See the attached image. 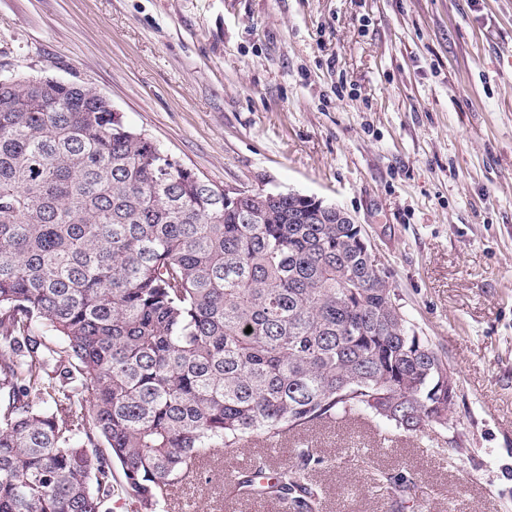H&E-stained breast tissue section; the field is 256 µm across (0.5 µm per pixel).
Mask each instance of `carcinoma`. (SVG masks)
I'll list each match as a JSON object with an SVG mask.
<instances>
[{
	"instance_id": "carcinoma-1",
	"label": "carcinoma",
	"mask_w": 512,
	"mask_h": 512,
	"mask_svg": "<svg viewBox=\"0 0 512 512\" xmlns=\"http://www.w3.org/2000/svg\"><path fill=\"white\" fill-rule=\"evenodd\" d=\"M251 332H246L247 328ZM0 512H142L217 452L448 420V362L347 224L224 193L76 82H0ZM311 448L243 496L319 512ZM116 481L112 498L105 505L106 512H141L135 498L122 489L123 474L119 467L114 468Z\"/></svg>"
}]
</instances>
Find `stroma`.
<instances>
[{
	"mask_svg": "<svg viewBox=\"0 0 512 512\" xmlns=\"http://www.w3.org/2000/svg\"><path fill=\"white\" fill-rule=\"evenodd\" d=\"M1 70L92 87L214 185L345 209L454 372L448 423L249 441L184 512H283L215 484L301 443L320 512H512V0H0Z\"/></svg>",
	"mask_w": 512,
	"mask_h": 512,
	"instance_id": "obj_1",
	"label": "stroma"
}]
</instances>
